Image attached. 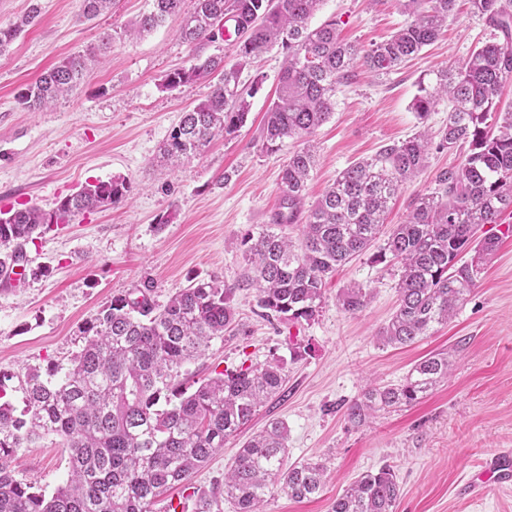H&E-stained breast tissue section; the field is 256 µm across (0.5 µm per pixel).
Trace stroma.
Returning <instances> with one entry per match:
<instances>
[{
	"label": "stroma",
	"mask_w": 512,
	"mask_h": 512,
	"mask_svg": "<svg viewBox=\"0 0 512 512\" xmlns=\"http://www.w3.org/2000/svg\"><path fill=\"white\" fill-rule=\"evenodd\" d=\"M37 4L39 14L0 55V212L56 202L86 183L121 175L125 202L51 225L26 247L20 279L0 277V369L11 373L6 399L23 409L20 379L26 369L67 362L82 346L80 329L113 296L149 288L163 305L190 278L217 275L235 285V324L187 364L186 385L252 365L279 361L286 395L266 402L185 484L156 499L150 512H194L195 493L224 480L240 448L274 419L288 426L284 466L324 464L322 492L297 501L273 488L265 512H331L336 497L367 471L390 466L401 487L394 512H512V481L472 498L458 485L499 451L512 450V210L481 228L498 246L482 266L477 286L448 323L430 336L394 347L376 338L398 306V271L378 261L373 245L328 279L318 316L291 323L263 317L259 293L239 286L245 267L243 239L271 224L279 206V174L287 151L267 153L260 141L262 117L275 95L281 48L260 55L240 73L256 86L246 123L178 168L156 157L182 112L204 99L215 77L175 89L166 74L189 66L192 52L179 35V18L141 38L127 39L131 22L152 0H115L88 20L83 0H0V28L10 27ZM336 20L340 36L360 47L387 39L404 20L397 0H325L312 26ZM112 35L105 58L82 85L55 104L29 112L15 96L63 58L100 45ZM484 17L458 0L442 38L387 73L354 60L336 87L331 118L314 135L317 163L308 180L313 203L351 163L375 157L421 124L439 129L448 120L440 101L420 122L413 101L420 86H433L437 71L456 65L493 41ZM462 153L431 150L428 165L398 194L388 224L403 222L418 194L433 190L440 171L459 166ZM45 274H37L38 266ZM371 291L356 313L338 302L342 289ZM432 353L447 355L446 379L417 402L377 411L362 423L345 415L369 385L400 383ZM10 467L19 480L52 493L68 475V453L50 437L20 449Z\"/></svg>",
	"instance_id": "1"
}]
</instances>
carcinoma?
I'll list each match as a JSON object with an SVG mask.
<instances>
[{"mask_svg":"<svg viewBox=\"0 0 512 512\" xmlns=\"http://www.w3.org/2000/svg\"><path fill=\"white\" fill-rule=\"evenodd\" d=\"M183 0H153V9L131 29L141 34L181 11ZM186 14L181 39L193 63L166 75L173 89L217 75L210 94L184 113L170 131L163 157L181 161L203 152L216 137L242 127L256 88L240 87L239 74L263 52L278 45L285 54L276 98L265 112L262 148L288 153L280 174V210L274 225L304 224L297 252L287 237L266 229L244 239L247 280L259 291L266 316L300 322L315 319L328 278L364 252L385 224L389 204L426 165L432 139L421 132L388 145L374 158L339 172L333 186L302 213L307 180L315 165V131L335 107L336 85L362 55L373 72H388L435 42L448 26L457 0H398L405 23L388 39L361 50L340 39L337 23L310 26L323 0H195ZM472 12L503 36L474 50L456 66L436 75L433 89L421 88L413 108L421 122L434 111L440 94L450 97L448 123L437 133V149L466 151L464 162L441 171L436 187L416 196L401 224L394 225L379 258L400 266L399 304L377 332L385 346H406L430 335L455 314L477 286L484 258L497 247L494 236L475 237L478 227L498 223L512 209V110L502 112L498 95L512 80V12L500 0H468ZM91 20L112 0H83ZM32 8L15 25L0 28V52L36 17ZM239 34L235 62L203 56L226 24ZM111 37L98 47L67 57L21 88L18 105L35 111L78 88L88 64L97 61ZM121 177L88 183L59 200L51 210L19 208L0 216V266L26 257L52 221L70 223L87 211L116 207L126 198ZM471 252V261L461 255ZM233 287L213 275L194 281L157 307L146 293L112 298L80 329L81 349L66 364L42 372L30 368L22 381L25 407L0 403V512H150L151 503L183 483L224 441L236 436L258 408L283 393L282 366L269 362L219 373L190 391L180 380L184 366L199 358L209 342L224 336L235 321ZM369 289L357 284L339 296L351 313L364 309ZM448 376V357L431 354L415 364L397 385L373 387L348 408L351 420L386 408L411 405ZM46 436L68 451L69 478L51 496L15 478L9 461L21 448ZM288 426L271 421L254 436L224 472V483L196 496L195 512H214L220 500L236 512H262L270 486L294 500L321 492L324 466L306 462L282 469ZM400 496L394 470L384 466L361 474L331 512H393Z\"/></svg>","mask_w":512,"mask_h":512,"instance_id":"carcinoma-1","label":"carcinoma"}]
</instances>
